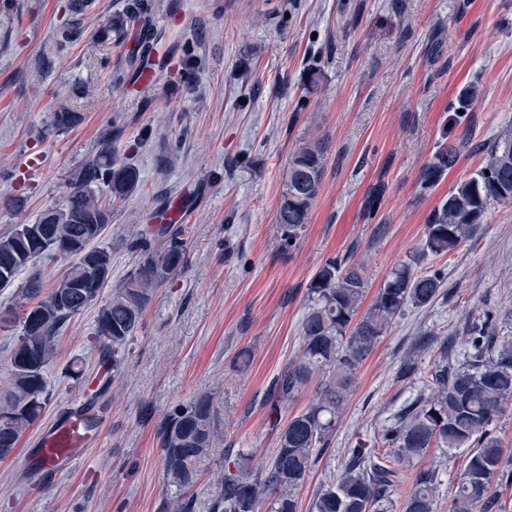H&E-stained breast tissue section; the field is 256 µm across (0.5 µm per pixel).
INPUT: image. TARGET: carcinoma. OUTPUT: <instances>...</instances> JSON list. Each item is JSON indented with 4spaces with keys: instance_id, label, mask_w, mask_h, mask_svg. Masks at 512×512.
Segmentation results:
<instances>
[{
    "instance_id": "cac0c4a2",
    "label": "carcinoma",
    "mask_w": 512,
    "mask_h": 512,
    "mask_svg": "<svg viewBox=\"0 0 512 512\" xmlns=\"http://www.w3.org/2000/svg\"><path fill=\"white\" fill-rule=\"evenodd\" d=\"M139 26L136 46L125 57L127 80L147 72L159 36L150 12L128 11ZM79 112L56 113L62 130L81 123ZM454 145H442L420 174V185L438 184L458 160ZM485 165L456 184L426 224L424 252L448 253L466 241L482 223L490 205H512V135L486 150ZM326 171L317 140L299 145L282 172V194L275 222L281 246L297 240L308 223ZM138 169L115 158L112 139L101 138L95 156L69 180L62 205L46 209L32 224H17L0 234V287L59 246L73 263L45 296L32 279L18 296L24 303L20 332L8 362L9 382L0 388V458L13 452L20 436L40 417L45 404L46 373L57 356L59 334L66 323L97 301L101 287L112 278V250L94 245L108 223L109 212L97 194L106 188L113 201H123L138 187ZM165 239L156 250L147 240L137 244L141 261L101 306L95 342L102 365L118 370L130 341L140 328L156 289L180 273L188 262L186 246L161 225ZM417 261L400 264L379 288L372 306L357 315L367 288L362 268L345 259L330 258L309 284V307L301 323V344L295 359L273 384L271 411L314 383V398L285 425L273 421L275 448L268 463L254 469L251 455L239 450L225 459L224 491L210 512H257L268 501V512H297V492L316 448L336 423L359 366L389 325L410 307L430 305L440 293L439 269L418 272ZM431 396L406 407L396 423L378 435V448H350L339 477L312 499L310 512H394L397 486L414 459L432 447L470 449V456L450 505V512H493L499 508L491 493L492 478L512 477L506 469L500 441L491 426L504 404L512 401V337L499 336L489 318L472 328L461 367L437 364L427 377ZM167 484L179 490L197 479L201 463L213 451L218 436L213 402L208 396L164 413L159 431ZM434 469L411 473V488L402 512H436Z\"/></svg>"
}]
</instances>
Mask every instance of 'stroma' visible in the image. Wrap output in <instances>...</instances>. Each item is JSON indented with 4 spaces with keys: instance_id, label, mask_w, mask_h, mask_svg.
I'll use <instances>...</instances> for the list:
<instances>
[{
    "instance_id": "obj_1",
    "label": "stroma",
    "mask_w": 512,
    "mask_h": 512,
    "mask_svg": "<svg viewBox=\"0 0 512 512\" xmlns=\"http://www.w3.org/2000/svg\"><path fill=\"white\" fill-rule=\"evenodd\" d=\"M162 39V70L133 90L116 73L136 23L116 24L128 0H94L81 16L68 0H0V233L62 204L71 174L111 133L118 160L140 172L114 204L103 245L111 286L135 268L130 244L152 232L165 204L192 202L172 230L188 265L157 288L110 387L92 405L101 432L58 473L30 471L42 433L86 394L71 365L102 371L92 304L62 329L48 398L16 454L0 459V512H173L158 426L165 411L213 398L222 437L186 492L208 512L224 490V452L268 461L273 421L314 396L305 388L271 412L273 379L296 356L308 288L331 257H351L372 303L395 267L419 251L425 224L453 185L482 167L483 148L512 134V0H142ZM477 85L467 112L458 101ZM82 122L58 131L60 105ZM320 140L326 173L296 244L282 248L275 215L288 156ZM459 159L421 190L440 145ZM46 257L0 288V311L40 276L51 289L71 265ZM422 268L442 270V294L387 329L361 365L324 451L298 495V512L341 470L346 449L373 447L401 410L426 398L399 378L416 353L421 371L462 365L471 326L485 311L512 336V205L494 204L474 237ZM432 337L418 352L419 337ZM464 451L431 448L438 512H448Z\"/></svg>"
}]
</instances>
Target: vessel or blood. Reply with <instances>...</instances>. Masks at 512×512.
Instances as JSON below:
<instances>
[{"label": "vessel or blood", "mask_w": 512, "mask_h": 512, "mask_svg": "<svg viewBox=\"0 0 512 512\" xmlns=\"http://www.w3.org/2000/svg\"><path fill=\"white\" fill-rule=\"evenodd\" d=\"M87 413L82 407H73L60 415L43 433L38 458L46 468H61L73 461L82 448L95 442L93 430L88 429Z\"/></svg>", "instance_id": "1"}]
</instances>
